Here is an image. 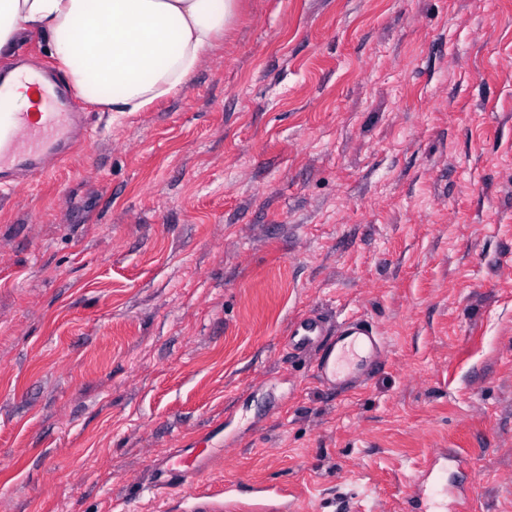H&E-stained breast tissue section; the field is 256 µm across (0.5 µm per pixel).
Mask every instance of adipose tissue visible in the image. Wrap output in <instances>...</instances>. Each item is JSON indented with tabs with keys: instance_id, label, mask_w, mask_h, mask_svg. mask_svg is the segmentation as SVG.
<instances>
[{
	"instance_id": "adipose-tissue-1",
	"label": "adipose tissue",
	"mask_w": 512,
	"mask_h": 512,
	"mask_svg": "<svg viewBox=\"0 0 512 512\" xmlns=\"http://www.w3.org/2000/svg\"><path fill=\"white\" fill-rule=\"evenodd\" d=\"M237 0H0V56L39 32L85 99L140 112L183 90Z\"/></svg>"
}]
</instances>
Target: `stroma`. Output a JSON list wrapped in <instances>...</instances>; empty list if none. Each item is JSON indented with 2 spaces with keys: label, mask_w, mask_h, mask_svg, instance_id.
Returning <instances> with one entry per match:
<instances>
[{
  "label": "stroma",
  "mask_w": 512,
  "mask_h": 512,
  "mask_svg": "<svg viewBox=\"0 0 512 512\" xmlns=\"http://www.w3.org/2000/svg\"><path fill=\"white\" fill-rule=\"evenodd\" d=\"M68 109L82 145L0 193V512H402L433 451L512 512V0H238L183 91ZM310 310L380 330L364 385L288 351ZM209 460L206 448H180L154 461V490L181 487L200 474Z\"/></svg>",
  "instance_id": "stroma-1"
}]
</instances>
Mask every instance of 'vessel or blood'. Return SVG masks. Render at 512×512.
Instances as JSON below:
<instances>
[{"mask_svg":"<svg viewBox=\"0 0 512 512\" xmlns=\"http://www.w3.org/2000/svg\"><path fill=\"white\" fill-rule=\"evenodd\" d=\"M42 112L0 113V173L14 166L27 167L32 178L47 171L50 159L62 160L65 145L74 144L76 115L60 109V84L41 88ZM288 349L312 356L319 379L343 392L363 384L377 369L385 339L371 324L353 319L329 326L319 315L300 316L289 328ZM209 460L206 449L182 448L154 462L153 487L166 490L180 487L200 474ZM437 458H430L415 484L409 501L411 512H430L440 490Z\"/></svg>","mask_w":512,"mask_h":512,"instance_id":"vessel-or-blood-1","label":"vessel or blood"}]
</instances>
